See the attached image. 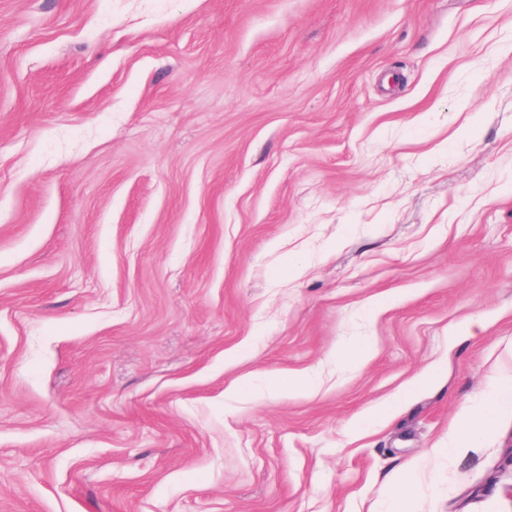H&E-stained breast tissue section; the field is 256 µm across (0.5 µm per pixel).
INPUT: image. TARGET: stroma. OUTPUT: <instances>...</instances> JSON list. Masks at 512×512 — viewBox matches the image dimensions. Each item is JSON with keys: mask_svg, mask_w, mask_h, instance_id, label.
<instances>
[{"mask_svg": "<svg viewBox=\"0 0 512 512\" xmlns=\"http://www.w3.org/2000/svg\"><path fill=\"white\" fill-rule=\"evenodd\" d=\"M497 381L512 0H0V512H512ZM503 406H512V384L493 387L478 407L463 408L457 427L448 432V448H435L434 452L467 448L473 439L492 430L496 414Z\"/></svg>", "mask_w": 512, "mask_h": 512, "instance_id": "stroma-1", "label": "stroma"}]
</instances>
